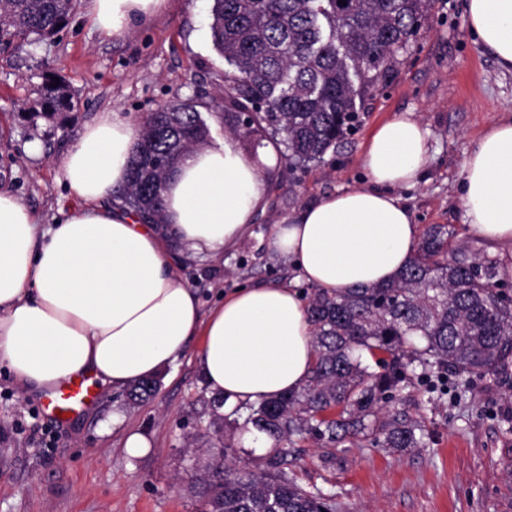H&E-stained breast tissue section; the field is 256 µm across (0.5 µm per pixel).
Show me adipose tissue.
<instances>
[{
    "mask_svg": "<svg viewBox=\"0 0 512 512\" xmlns=\"http://www.w3.org/2000/svg\"><path fill=\"white\" fill-rule=\"evenodd\" d=\"M98 28L121 35L168 0H90ZM481 48L512 72V0H468ZM429 133L401 116L377 127L363 154L369 186L330 194L277 224L269 252L301 280L330 292L393 281L413 258L421 228L396 193L427 163ZM130 118L105 112L64 160L77 200L40 226L0 190V365L42 395L85 376L123 388L193 353L207 391L225 410L300 390L314 366L312 326L295 288H241L210 312L179 272L184 251L222 256L249 235L267 198L279 144L256 154L231 139L191 151L169 176L164 223H145L113 198L126 185L137 142ZM462 200L470 232L512 258V116L468 153Z\"/></svg>",
    "mask_w": 512,
    "mask_h": 512,
    "instance_id": "ef3b65f1",
    "label": "adipose tissue"
}]
</instances>
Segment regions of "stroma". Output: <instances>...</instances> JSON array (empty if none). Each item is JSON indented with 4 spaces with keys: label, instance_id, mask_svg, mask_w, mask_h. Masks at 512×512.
<instances>
[{
    "label": "stroma",
    "instance_id": "stroma-1",
    "mask_svg": "<svg viewBox=\"0 0 512 512\" xmlns=\"http://www.w3.org/2000/svg\"><path fill=\"white\" fill-rule=\"evenodd\" d=\"M211 0H170L166 10L118 38L103 36L90 0H77L54 37L0 46V188L40 223L73 205L63 161L101 113L132 119L192 104L213 140L224 139V78L230 67L211 41ZM467 0H434L385 86L367 98L356 132L338 152L294 170L279 167L252 237L235 251L196 257L182 277L210 309L220 293L264 283L288 284L296 273L264 242L273 225L325 195L364 185L362 155L373 129L399 115L429 131L420 181L396 193L420 227L445 224L475 251L489 247L466 224L462 166L477 138L512 115V72L482 51ZM65 86L71 107L33 113L47 75ZM164 367L157 396L129 407L121 391L96 390L92 406L66 425L43 413L0 368V512H199L185 478L195 464L188 444L209 430L207 395L191 354ZM396 408L422 418L421 448L392 452L369 443L324 448L299 443L289 474L330 499L336 512H512V364L501 371L449 378L447 389L419 385L397 395ZM150 444L131 455L129 432Z\"/></svg>",
    "mask_w": 512,
    "mask_h": 512
}]
</instances>
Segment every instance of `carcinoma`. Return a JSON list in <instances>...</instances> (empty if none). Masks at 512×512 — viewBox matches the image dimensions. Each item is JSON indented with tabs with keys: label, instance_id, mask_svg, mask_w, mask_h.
I'll use <instances>...</instances> for the list:
<instances>
[{
	"label": "carcinoma",
	"instance_id": "cac0c4a2",
	"mask_svg": "<svg viewBox=\"0 0 512 512\" xmlns=\"http://www.w3.org/2000/svg\"><path fill=\"white\" fill-rule=\"evenodd\" d=\"M212 0L211 39L233 71L225 77L224 122L250 153L280 139L293 169L338 150L357 128V105L387 83L399 54L428 17L432 0ZM75 0H0V45L50 37ZM33 107L64 111L62 86L47 83ZM209 131L189 104L164 106L139 124L129 179L121 193L150 224H162L163 191ZM446 224H432L412 259L392 282L330 293L313 289L308 315L315 364L306 385L280 397L220 414L211 398L209 464L191 479L205 512H326L327 499L288 475L296 439L327 448L370 440L403 452L420 448L422 428L386 404L419 381L441 383L494 372L512 360V296L498 262L450 244ZM142 380L127 388L130 405L156 396ZM268 436L273 448L253 466L226 465L230 448L221 424Z\"/></svg>",
	"mask_w": 512,
	"mask_h": 512
}]
</instances>
